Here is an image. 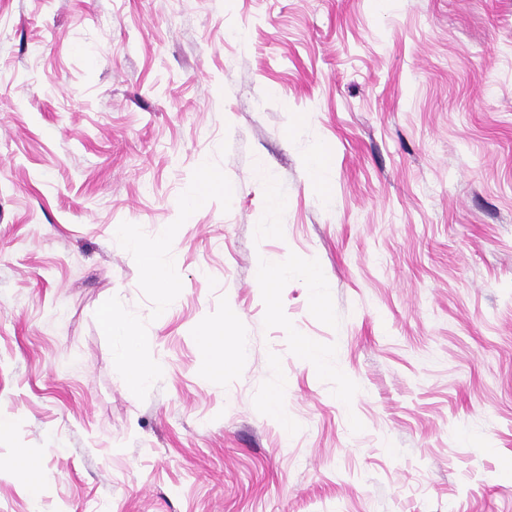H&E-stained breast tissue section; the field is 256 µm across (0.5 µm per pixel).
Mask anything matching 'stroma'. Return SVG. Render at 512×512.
Returning <instances> with one entry per match:
<instances>
[{
    "label": "stroma",
    "mask_w": 512,
    "mask_h": 512,
    "mask_svg": "<svg viewBox=\"0 0 512 512\" xmlns=\"http://www.w3.org/2000/svg\"><path fill=\"white\" fill-rule=\"evenodd\" d=\"M1 416L0 512H512V0H0ZM141 264L148 286L153 288L163 286L166 288H160V290H168L173 280L172 271L155 252H143ZM296 273L305 277L312 288L316 302L319 306H324V292L321 289V275L314 268L294 269L281 267L276 270L262 269L259 272L260 280L268 287L272 288L274 280L288 276V274ZM108 329L111 336L121 344V350L117 353L116 359L124 368L131 389H142L152 380L157 368L149 366L141 357V337L134 324L129 320L115 322L110 317ZM197 335L202 348L205 350V354L199 363L200 373L208 379L223 377L227 365L224 364V359L218 352L224 340V322L204 323L199 327ZM6 469L21 480L34 500L41 491L42 461L39 457L18 449L7 459H0V472Z\"/></svg>",
    "instance_id": "1"
}]
</instances>
